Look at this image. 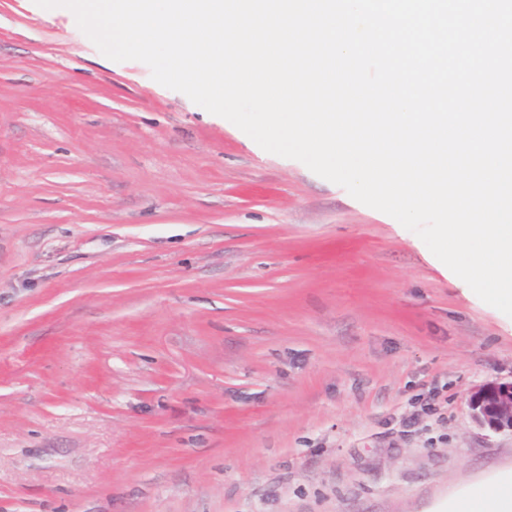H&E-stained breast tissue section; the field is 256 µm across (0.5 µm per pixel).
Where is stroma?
Returning <instances> with one entry per match:
<instances>
[{"label":"stroma","instance_id":"stroma-1","mask_svg":"<svg viewBox=\"0 0 512 512\" xmlns=\"http://www.w3.org/2000/svg\"><path fill=\"white\" fill-rule=\"evenodd\" d=\"M511 378L416 233L0 0V512H444L512 477ZM470 409L480 428L512 435V380L476 386L471 391Z\"/></svg>","mask_w":512,"mask_h":512}]
</instances>
